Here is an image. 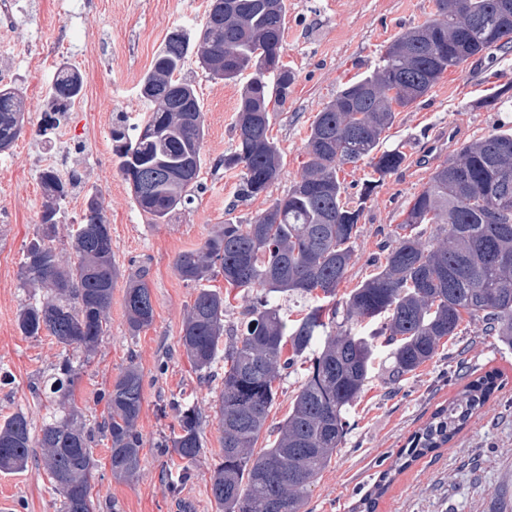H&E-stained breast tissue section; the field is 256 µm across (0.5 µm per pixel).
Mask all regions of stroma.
<instances>
[{
    "label": "stroma",
    "instance_id": "35a3bbf8",
    "mask_svg": "<svg viewBox=\"0 0 512 512\" xmlns=\"http://www.w3.org/2000/svg\"><path fill=\"white\" fill-rule=\"evenodd\" d=\"M208 5L209 0H16L15 28L0 29V43L16 48L11 56L0 55V72L13 73L27 109L20 137L10 151L0 152V213L6 218L0 223V422L21 411L37 433L70 406L79 421L96 427L105 409L100 394L129 361H136L144 377L138 419L144 441L141 468L130 481L113 477L110 443L96 436L92 448L98 465L91 485L99 512H220L209 477L224 455L215 408L224 370L200 378L184 353L180 337L196 290L179 278L174 261L179 253L198 248L225 219L249 223L271 199L287 193L307 160L304 145L317 113L349 79L373 69L395 37L435 11L434 0H287L284 60L296 81L270 127L283 167L267 194L246 201L237 196L239 171L221 163L235 146L242 84L211 78L197 57L189 56L184 74L193 81L205 113L202 169L193 203L166 223L153 224L139 211L117 167L112 132L135 135L150 108L140 95V82L154 55L173 28L198 30ZM62 64L82 76L86 99L85 106L68 111L61 121L69 135L65 145L54 131L39 130ZM509 81L512 55L485 56L448 70L427 96L397 112L387 131L384 148L405 155L397 171L378 180L364 160L340 171L353 199L367 181L379 182L364 206L356 258L341 293L373 272L404 208L427 187L437 165L465 143L512 129V105H481L494 86ZM48 150L69 151L61 174L74 180L57 218L54 244L62 261L75 260L68 232L81 222L93 194L110 226L112 259L120 270L108 327L90 354L45 334L22 335L17 327L20 309L44 298L39 289L21 288L20 268L40 227V159ZM138 273L150 284L154 320L134 335L124 298L130 277ZM66 361L73 367L74 383L63 407L43 385ZM389 367L387 357H379L349 411V431L308 498L307 512H353L359 489L389 466L435 408L490 371L499 374L501 386L483 410L449 444L396 475L377 512H512V351L467 322L460 336L415 373L393 383ZM176 399L197 407L203 419L202 454L193 477L178 485L171 471L179 457L159 451L177 424ZM40 458V448H33L24 471L0 472V504H6V512H60L61 496Z\"/></svg>",
    "mask_w": 512,
    "mask_h": 512
}]
</instances>
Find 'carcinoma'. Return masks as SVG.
<instances>
[{"mask_svg":"<svg viewBox=\"0 0 512 512\" xmlns=\"http://www.w3.org/2000/svg\"><path fill=\"white\" fill-rule=\"evenodd\" d=\"M436 12L391 41L373 70L345 84L312 123L307 161L298 181L248 224L227 219L197 249L178 255L175 270L197 288L184 320L181 344L195 370L210 377L224 362L217 417L224 459L211 477L210 494L222 512H303L312 487L330 464L349 429L346 415L364 392L374 339L359 335L380 321L378 335L391 346L390 372L399 380L431 361L443 340L460 332L464 318L512 349V133L494 132L468 142L436 166L428 186L408 203L401 224L377 260L376 272L336 300L355 257L363 203L378 186L365 183L359 202L343 198L338 171L368 160L383 178L405 156L382 149L395 112L424 97L451 68L492 51L512 53V0H435ZM285 0H211L196 39L181 28L168 33L141 83L153 104L133 138L112 131L118 167L137 207L153 224L165 223L190 204L201 172L204 113L193 84L180 77L190 53L214 79L244 84L234 129L236 144L224 155L241 172L240 195L255 198L278 179L282 154L269 134L274 111L285 105L295 82L284 62ZM83 90L81 75L61 65L52 85V107L43 130L65 117L67 102ZM501 84L484 104L512 100ZM23 93L0 87V152L9 150L24 124ZM47 202L42 233L21 265L24 288L45 291L44 301L20 309L25 336L45 332L64 346L94 350L108 323L119 270L112 261L110 227L98 201L87 199L83 222L71 236L76 261L65 265L51 241L67 182L54 170L40 174ZM430 225L429 234L421 226ZM244 304L240 324L223 341L230 292L209 288L215 273ZM311 302L296 319L281 300ZM129 330L154 320L145 276L129 280L125 293ZM308 362L288 415L267 447L254 451L276 401L279 382L298 359ZM71 369L50 378L52 393L67 398ZM498 374L468 382L440 406L363 496L362 512H375L393 475L410 462L450 443L485 406ZM107 418L98 430L110 442V468L118 478L140 469L142 436L137 422L143 376L130 364L103 393ZM178 431L169 439L182 461L178 480L190 476L202 453V419L179 406ZM94 433L70 418L48 422L34 439L30 422L16 412L0 423V472L27 467L31 448H42L46 471L62 496L61 512H97L90 477Z\"/></svg>","mask_w":512,"mask_h":512,"instance_id":"1","label":"carcinoma"}]
</instances>
